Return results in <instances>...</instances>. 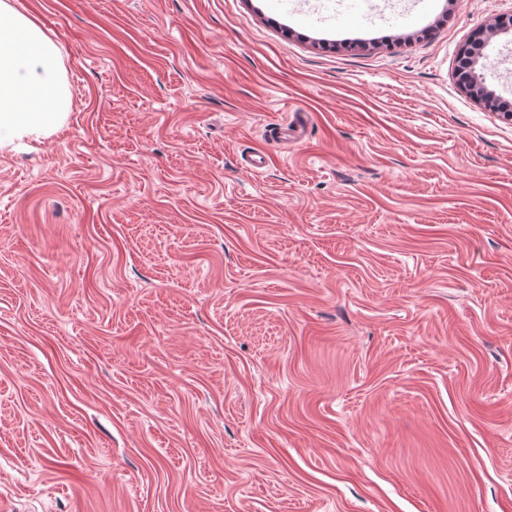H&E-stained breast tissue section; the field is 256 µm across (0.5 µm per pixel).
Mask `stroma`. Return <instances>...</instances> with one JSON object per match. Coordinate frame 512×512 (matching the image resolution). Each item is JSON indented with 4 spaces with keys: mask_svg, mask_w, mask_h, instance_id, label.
<instances>
[{
    "mask_svg": "<svg viewBox=\"0 0 512 512\" xmlns=\"http://www.w3.org/2000/svg\"><path fill=\"white\" fill-rule=\"evenodd\" d=\"M19 4L70 106L0 148V500L512 512V122L455 78L512 0Z\"/></svg>",
    "mask_w": 512,
    "mask_h": 512,
    "instance_id": "stroma-1",
    "label": "stroma"
}]
</instances>
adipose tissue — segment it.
Returning a JSON list of instances; mask_svg holds the SVG:
<instances>
[{
    "mask_svg": "<svg viewBox=\"0 0 512 512\" xmlns=\"http://www.w3.org/2000/svg\"><path fill=\"white\" fill-rule=\"evenodd\" d=\"M68 106L57 46L14 0H0V145L52 130Z\"/></svg>",
    "mask_w": 512,
    "mask_h": 512,
    "instance_id": "ef3b65f1",
    "label": "adipose tissue"
}]
</instances>
